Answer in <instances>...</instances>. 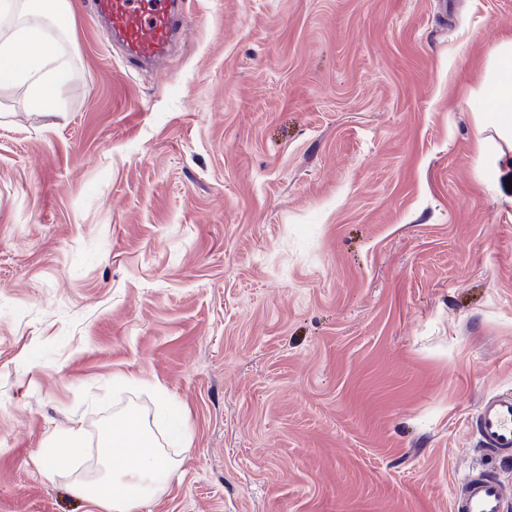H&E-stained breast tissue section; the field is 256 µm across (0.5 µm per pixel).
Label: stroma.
I'll use <instances>...</instances> for the list:
<instances>
[{
    "label": "stroma",
    "mask_w": 512,
    "mask_h": 512,
    "mask_svg": "<svg viewBox=\"0 0 512 512\" xmlns=\"http://www.w3.org/2000/svg\"><path fill=\"white\" fill-rule=\"evenodd\" d=\"M71 2L64 111L0 84V512H100L72 488L133 409L180 464L142 512L512 493L474 428L512 391V149L476 134L512 0H185L151 70ZM506 503L502 483L491 473L471 472L453 501L454 512H502Z\"/></svg>",
    "instance_id": "obj_1"
}]
</instances>
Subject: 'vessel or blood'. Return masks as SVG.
I'll use <instances>...</instances> for the list:
<instances>
[{
  "label": "vessel or blood",
  "instance_id": "obj_1",
  "mask_svg": "<svg viewBox=\"0 0 512 512\" xmlns=\"http://www.w3.org/2000/svg\"><path fill=\"white\" fill-rule=\"evenodd\" d=\"M92 15L119 45L123 61L137 68L168 56L189 26L182 0H92ZM476 432L485 451H512V393L483 400ZM505 503L494 475L472 472L455 496L453 512H503Z\"/></svg>",
  "mask_w": 512,
  "mask_h": 512
}]
</instances>
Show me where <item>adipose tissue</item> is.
I'll list each match as a JSON object with an SVG mask.
<instances>
[{"instance_id": "obj_1", "label": "adipose tissue", "mask_w": 512, "mask_h": 512, "mask_svg": "<svg viewBox=\"0 0 512 512\" xmlns=\"http://www.w3.org/2000/svg\"><path fill=\"white\" fill-rule=\"evenodd\" d=\"M69 0H0V77L26 90L30 111L60 109L58 85L68 62L57 35V20ZM485 125L512 142V40L492 55ZM95 473L73 487L101 512H140L146 502L178 475V464L164 451L148 424L132 413L112 419L101 435Z\"/></svg>"}]
</instances>
